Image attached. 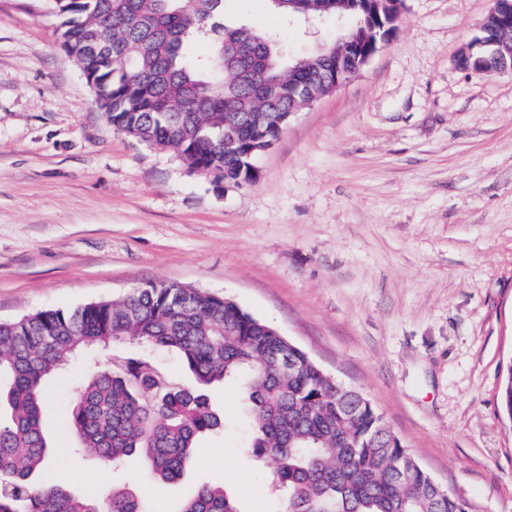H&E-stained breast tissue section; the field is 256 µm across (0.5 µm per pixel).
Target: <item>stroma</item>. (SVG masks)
Here are the masks:
<instances>
[{
	"label": "stroma",
	"instance_id": "35a3bbf8",
	"mask_svg": "<svg viewBox=\"0 0 512 512\" xmlns=\"http://www.w3.org/2000/svg\"><path fill=\"white\" fill-rule=\"evenodd\" d=\"M490 0H401L393 33L349 82L290 117L241 185L113 129L62 50L48 0H0V320L178 283L237 302L360 391L469 512H512V73L463 68ZM224 21L289 58L336 31L286 21L269 0H224ZM136 344L74 359L46 383L42 477L86 495L141 491L152 512L201 483L241 512H283L245 448L244 401L216 388L222 430L173 483L138 459L76 454V381Z\"/></svg>",
	"mask_w": 512,
	"mask_h": 512
}]
</instances>
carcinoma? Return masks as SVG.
Here are the masks:
<instances>
[{
    "label": "carcinoma",
    "instance_id": "1",
    "mask_svg": "<svg viewBox=\"0 0 512 512\" xmlns=\"http://www.w3.org/2000/svg\"><path fill=\"white\" fill-rule=\"evenodd\" d=\"M60 45L112 126L188 156L216 182L252 181L254 155L285 128L268 82L288 105L294 74L268 34L224 24V0H49ZM210 40L204 58L190 41ZM302 74L317 85L336 59L313 51ZM236 143L224 145V126ZM236 302L197 288L146 283L125 297L0 321V512H145L126 487L76 495L37 480L49 464L45 381L79 354L120 340L174 350L193 375L179 386L143 358H112L83 382L71 427L105 467L141 457L180 480L200 437L221 426L209 392L226 381L246 403L247 445L271 467L285 512H469L422 468L359 391ZM512 417V369L500 390ZM174 512H240L224 487L201 484Z\"/></svg>",
    "mask_w": 512,
    "mask_h": 512
}]
</instances>
